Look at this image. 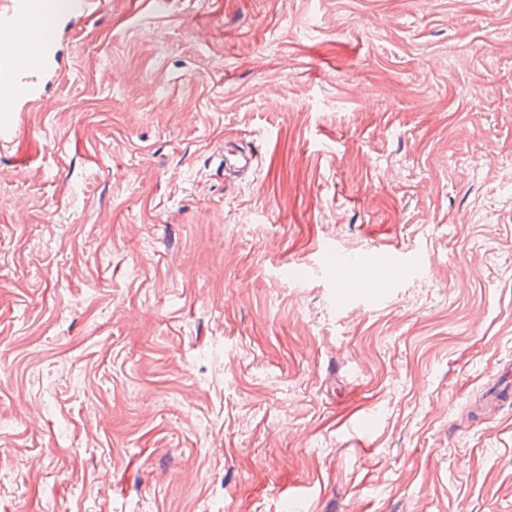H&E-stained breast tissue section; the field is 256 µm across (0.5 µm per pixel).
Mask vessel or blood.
<instances>
[{
    "instance_id": "b4317fda",
    "label": "vessel or blood",
    "mask_w": 512,
    "mask_h": 512,
    "mask_svg": "<svg viewBox=\"0 0 512 512\" xmlns=\"http://www.w3.org/2000/svg\"><path fill=\"white\" fill-rule=\"evenodd\" d=\"M30 8V0H8L7 8L0 9V42L9 47L6 57L0 60V94L13 99L37 97L38 88L26 72L45 64L51 45L40 28H21L20 23ZM255 160L250 152L228 154L224 157V168L243 177L252 170ZM319 257L321 264H332L339 269L351 268L354 263L351 256L329 242L320 246ZM368 259L373 263L396 264L403 262L405 256L392 242L383 241L374 245Z\"/></svg>"
}]
</instances>
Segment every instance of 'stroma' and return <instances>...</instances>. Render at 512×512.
Here are the masks:
<instances>
[{
  "label": "stroma",
  "instance_id": "stroma-1",
  "mask_svg": "<svg viewBox=\"0 0 512 512\" xmlns=\"http://www.w3.org/2000/svg\"><path fill=\"white\" fill-rule=\"evenodd\" d=\"M51 33L0 112V512H512V0ZM381 240L416 267L318 263ZM255 160L256 155L251 152L227 153L224 155V170L244 177L252 170ZM320 262L323 265L333 264L337 269H349L354 263L351 256L339 251L333 243H323L318 249Z\"/></svg>",
  "mask_w": 512,
  "mask_h": 512
}]
</instances>
